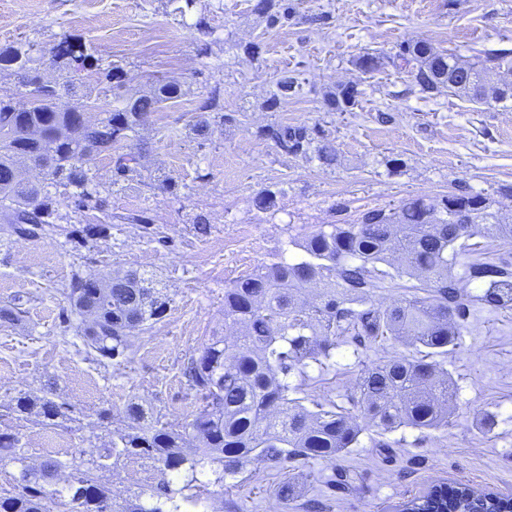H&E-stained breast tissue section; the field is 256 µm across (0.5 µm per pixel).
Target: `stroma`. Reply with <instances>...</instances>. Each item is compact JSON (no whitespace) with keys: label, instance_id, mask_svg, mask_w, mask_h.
Returning a JSON list of instances; mask_svg holds the SVG:
<instances>
[{"label":"stroma","instance_id":"35a3bbf8","mask_svg":"<svg viewBox=\"0 0 512 512\" xmlns=\"http://www.w3.org/2000/svg\"><path fill=\"white\" fill-rule=\"evenodd\" d=\"M213 29L200 48L195 14H179L178 0H0V45L50 48L62 34L80 35L103 64L124 71L122 87L106 100L149 92L166 81L182 94L150 115L134 141L143 153L138 173L112 185V164L91 168L111 186L115 214L106 236L89 241L58 234L0 236V306L19 304L14 323L0 322V406L20 394L54 386L73 409L52 427L25 423L20 435L34 462L72 460L101 427L128 423L129 403L143 401L173 428L191 421L195 392L182 366L210 337L224 332V290L258 267L296 255L292 240L329 224L351 223L373 208L401 200L441 199L467 190L512 213V98L474 102L454 92L421 94L392 59L407 43L467 59L512 49V0H290L293 17L268 27L249 0H201ZM264 46L260 60L241 46ZM386 56L367 73L360 55ZM298 77L297 95L266 106L282 72ZM357 85L361 95L346 112H330L325 96ZM224 96L225 120H211L206 136L194 130L195 106L212 88ZM275 124L321 130L335 165L283 153L256 135ZM177 192L158 185L160 176ZM275 192L269 211L257 195ZM144 210L153 234L121 222ZM209 219L198 234L197 214ZM135 266L156 274L170 299L165 318L140 333L127 362L102 365L60 323L73 273L106 274ZM384 342L367 349L340 345L330 366H311L299 392L335 400L355 383L362 363L401 352ZM459 386L447 427L419 434H387V447L364 430L335 460H309L295 471L253 464L223 495V512H304L283 502L278 486L294 480L316 494L324 481L353 471V488H336L326 512H396L399 504L437 484H466L512 497V310L475 307L462 341L445 363ZM110 409L106 422L98 412Z\"/></svg>","mask_w":512,"mask_h":512}]
</instances>
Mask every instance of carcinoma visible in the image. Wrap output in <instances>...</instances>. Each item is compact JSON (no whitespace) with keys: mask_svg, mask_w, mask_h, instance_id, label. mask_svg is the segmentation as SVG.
Returning a JSON list of instances; mask_svg holds the SVG:
<instances>
[{"mask_svg":"<svg viewBox=\"0 0 512 512\" xmlns=\"http://www.w3.org/2000/svg\"><path fill=\"white\" fill-rule=\"evenodd\" d=\"M253 10L270 27L291 17L288 0H256ZM52 57L58 76L46 80L32 67L31 48H0V64L11 70L18 86L33 85L40 97L39 107L23 110L17 92L0 88V232L8 236L60 229L64 216L51 192L58 185L79 189L69 203L74 211L95 209L112 218L91 162L100 155L113 159L114 184L129 177L140 166L141 154L127 150V143L149 114L181 94L178 83L166 82L116 106L90 92L75 99L73 80L82 73L94 70L119 85L123 72L100 67L93 47L72 35H63L52 47ZM398 57L418 65L415 79L423 93L448 88L474 101L512 97V80L488 81L495 68L512 72L509 49L464 63L416 41L401 47ZM298 87L296 78L283 74L268 108L294 96ZM359 95L356 86L344 85L325 105L330 112H346ZM223 111L217 91L202 97L197 134L209 129L205 114ZM257 136L287 154L326 165L336 161L329 146H313L305 126L268 125ZM25 155L43 164L36 185L17 166ZM474 237L512 241V221L502 219L490 198L470 192L370 209L356 223L331 224L303 236L293 242L301 257H282L224 289V327L234 332L211 337L184 364L182 374L199 406L183 429L151 419L143 405L131 402L126 428L82 450L80 463L70 465L58 458L32 462L16 427H0V461L16 467L12 489L0 494V512H103L106 501L112 502V512H183L186 504L202 506L212 494L209 487L224 490L226 480L252 463L332 460L358 443L365 426L384 436L402 427L426 433L447 425L458 387L445 361L459 343L471 308L512 310V263L476 259L462 275L454 274L448 249ZM153 279L137 268L112 275L77 272L63 323L97 361L119 364L134 354L136 332L151 328L169 308ZM473 284L480 293L469 291ZM382 288H401L405 295L378 306L373 296ZM73 313L81 316L79 322H72ZM348 336L358 346L393 340L409 353L362 365L348 406L330 400L307 408L294 396L293 378L306 379L313 363L327 366ZM69 413L70 405L49 389L40 397H16L0 417L20 423L33 416L55 426ZM131 459L154 469L155 484L112 491L102 473ZM400 508L512 512V498L488 499L466 486L450 496L439 486Z\"/></svg>","mask_w":512,"mask_h":512,"instance_id":"obj_1","label":"carcinoma"}]
</instances>
